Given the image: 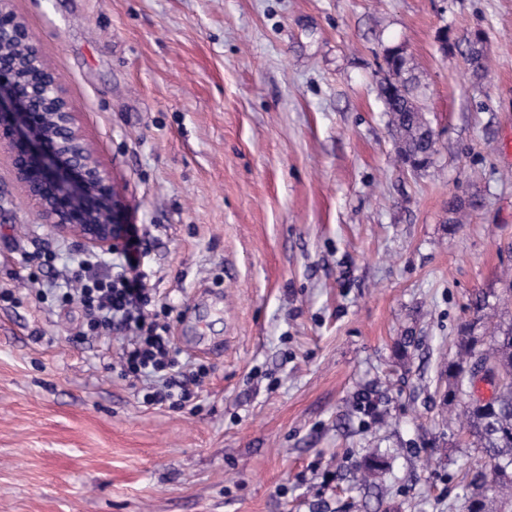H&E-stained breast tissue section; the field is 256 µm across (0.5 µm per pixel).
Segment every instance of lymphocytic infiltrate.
<instances>
[{
  "label": "lymphocytic infiltrate",
  "instance_id": "f902f5d3",
  "mask_svg": "<svg viewBox=\"0 0 512 512\" xmlns=\"http://www.w3.org/2000/svg\"><path fill=\"white\" fill-rule=\"evenodd\" d=\"M101 266L98 258L84 257L76 267L61 271L60 280L69 285L63 301L79 305L92 334L107 338L113 331L123 332L119 364L125 376L142 382L145 404L186 406L203 383L204 367L180 362L169 326L150 317L153 290L146 274L114 278Z\"/></svg>",
  "mask_w": 512,
  "mask_h": 512
}]
</instances>
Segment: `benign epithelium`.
<instances>
[{
    "label": "benign epithelium",
    "mask_w": 512,
    "mask_h": 512,
    "mask_svg": "<svg viewBox=\"0 0 512 512\" xmlns=\"http://www.w3.org/2000/svg\"><path fill=\"white\" fill-rule=\"evenodd\" d=\"M0 0V147L41 223L89 253L115 251L130 234L128 203L101 168L69 112L35 35ZM27 45L25 60L6 47Z\"/></svg>",
    "instance_id": "1"
}]
</instances>
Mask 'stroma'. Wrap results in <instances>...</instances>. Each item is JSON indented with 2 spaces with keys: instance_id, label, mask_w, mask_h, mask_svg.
Wrapping results in <instances>:
<instances>
[{
  "instance_id": "1",
  "label": "stroma",
  "mask_w": 512,
  "mask_h": 512,
  "mask_svg": "<svg viewBox=\"0 0 512 512\" xmlns=\"http://www.w3.org/2000/svg\"><path fill=\"white\" fill-rule=\"evenodd\" d=\"M8 7L207 375L197 410L144 404L116 343L29 291L83 248L40 223L1 153L0 512H464L482 454L448 424L444 361L475 296L512 324V0ZM476 30L482 81L462 55ZM396 45L440 132L419 171L378 92ZM454 196L478 201L465 223ZM371 448L387 465L365 483Z\"/></svg>"
}]
</instances>
